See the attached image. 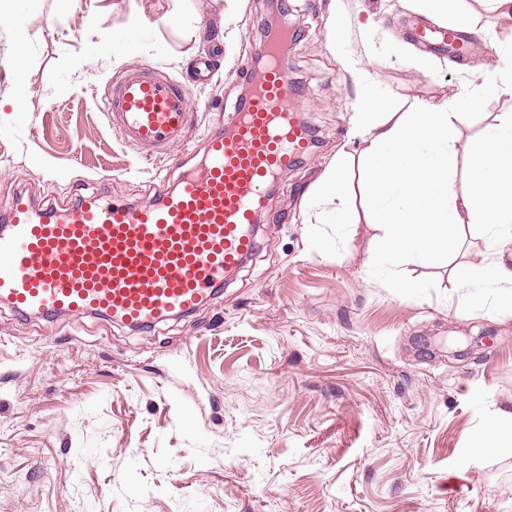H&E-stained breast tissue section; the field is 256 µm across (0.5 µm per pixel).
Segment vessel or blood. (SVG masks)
Returning <instances> with one entry per match:
<instances>
[{"label": "vessel or blood", "instance_id": "b4317fda", "mask_svg": "<svg viewBox=\"0 0 512 512\" xmlns=\"http://www.w3.org/2000/svg\"><path fill=\"white\" fill-rule=\"evenodd\" d=\"M282 57L270 41L245 102L208 135L201 162L180 160L175 188L156 203L83 199L41 212L13 199L0 215V301L24 316L95 313L149 328L211 298L255 252L268 187L311 145ZM104 109L145 149L183 142L192 118L185 85L144 66L111 86Z\"/></svg>", "mask_w": 512, "mask_h": 512}]
</instances>
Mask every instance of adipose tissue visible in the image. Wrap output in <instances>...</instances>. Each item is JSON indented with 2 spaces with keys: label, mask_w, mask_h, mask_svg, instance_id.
<instances>
[{
  "label": "adipose tissue",
  "mask_w": 512,
  "mask_h": 512,
  "mask_svg": "<svg viewBox=\"0 0 512 512\" xmlns=\"http://www.w3.org/2000/svg\"><path fill=\"white\" fill-rule=\"evenodd\" d=\"M460 120L444 102L421 104L398 117L387 102H358L351 131L369 144L363 202L387 258L440 264L467 226L494 240L512 239V112L484 127L465 156L461 185L451 170Z\"/></svg>",
  "instance_id": "adipose-tissue-1"
}]
</instances>
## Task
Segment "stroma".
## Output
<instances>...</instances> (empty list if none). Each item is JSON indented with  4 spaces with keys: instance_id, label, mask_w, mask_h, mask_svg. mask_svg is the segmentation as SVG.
<instances>
[{
    "instance_id": "obj_1",
    "label": "stroma",
    "mask_w": 512,
    "mask_h": 512,
    "mask_svg": "<svg viewBox=\"0 0 512 512\" xmlns=\"http://www.w3.org/2000/svg\"><path fill=\"white\" fill-rule=\"evenodd\" d=\"M463 57L420 44L428 18L409 0H288L299 30L283 62L313 134L258 214V248L196 311L139 330L96 315L47 320L0 302V512H512V447L474 450L512 408V310L459 273L492 258L480 228L447 265L411 263L396 288L359 191L349 223L317 221L313 189L350 137L358 95L397 112L458 103L460 144L512 98L485 93L512 17L465 0ZM28 41V96L9 110L0 67V206L42 210L103 197L148 205L180 171L124 142L102 110L108 82L147 65L191 96L200 160L218 114L249 89L239 75L263 46L264 0H17ZM175 14L182 26L163 22ZM343 20L338 47L326 23ZM114 37L131 49L103 50ZM324 243L308 251L311 239ZM496 347L453 358L466 333Z\"/></svg>"
}]
</instances>
